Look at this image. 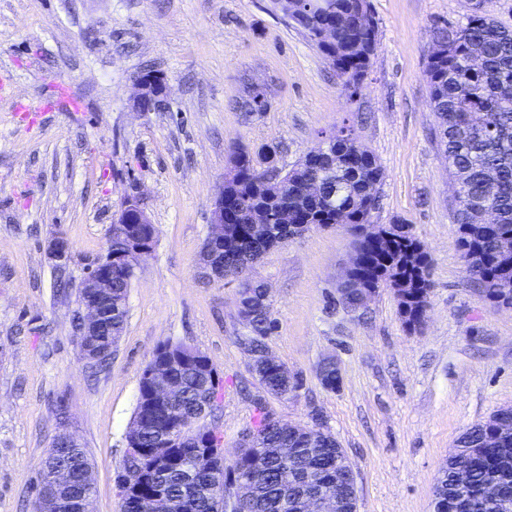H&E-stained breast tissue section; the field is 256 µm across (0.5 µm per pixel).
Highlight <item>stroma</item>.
I'll use <instances>...</instances> for the list:
<instances>
[{
  "label": "stroma",
  "instance_id": "1",
  "mask_svg": "<svg viewBox=\"0 0 512 512\" xmlns=\"http://www.w3.org/2000/svg\"><path fill=\"white\" fill-rule=\"evenodd\" d=\"M377 46L357 94L272 0H0V512H32L44 451L60 422L87 449L95 512H122L116 482L140 376L159 342L198 348L223 379L221 411L203 426L232 464L266 411L320 425L349 456L358 512H433L435 479L461 434L512 407V309L489 303L456 243L452 191L424 75L441 22L465 0H370ZM146 69L167 78L169 109L135 112ZM69 83L79 113L43 112L47 76ZM266 105L247 113L249 85ZM346 125L383 170L379 225L405 224L431 256L426 321L408 330L391 289L366 309L336 301L355 245L314 228L251 270L267 285L270 353L296 373L295 398L268 394L241 343L240 285L198 268L210 201L232 147L278 145L285 165ZM157 228L135 270L111 364L90 374L72 330L76 286L104 255L124 201ZM65 237L58 273L46 247ZM72 282L61 289L59 277ZM341 382L323 386L320 364Z\"/></svg>",
  "mask_w": 512,
  "mask_h": 512
}]
</instances>
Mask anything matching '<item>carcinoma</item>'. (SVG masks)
<instances>
[{
    "mask_svg": "<svg viewBox=\"0 0 512 512\" xmlns=\"http://www.w3.org/2000/svg\"><path fill=\"white\" fill-rule=\"evenodd\" d=\"M307 15L301 30L312 34L325 28L334 32V70L349 75L342 80L350 94L351 82L368 74L370 55L377 44V27H353L344 22L358 10L360 0H307ZM492 0H467L466 23L447 22L434 30L433 40L444 47V55L429 58L425 76L435 115L434 137L443 151L451 181L458 184L460 200L455 205L457 244L469 274L482 291L512 288V267L498 261L500 245L512 242V29L499 23L491 10ZM352 133H336L330 152L306 160L301 168L285 173L284 184L267 181L263 158L237 148L231 155L240 162L234 180L224 192L237 197L234 206L224 207V223L240 237L250 239L245 249L224 245L218 260L224 277L241 282L240 304L250 335L245 346L258 358L267 351L266 337L273 329L270 305L259 292L261 285L246 272L276 246L280 225L272 226V239L252 238L253 209H280L290 224H335L342 218L356 228L368 222L371 208L370 185L382 179L375 157L360 151ZM316 183L319 193L308 195V184ZM390 242L361 243L356 274L376 282L397 275L416 278L430 287L427 272L431 259L417 254L419 243L411 232H392ZM133 277L129 263L112 265V315L103 320L106 336L99 342L93 366L102 367L112 358V343L123 333L127 320V298ZM208 357L190 358L173 370L182 386L183 397L166 406L152 404L151 385L140 377L138 399L132 423L140 426V454L123 463L127 472L117 477L124 512H143V501L156 488L177 498L182 512H224V499L216 497L214 465L224 460L220 438L210 428L194 436L183 433L182 421L194 404L210 396L218 401L221 378ZM267 393L280 395L279 365L269 361L250 365ZM254 442L242 449L229 468H223L224 488L239 479L249 483L250 494L236 499L232 512H303L302 484L297 471L313 468L319 492L345 501V512H357L356 485L337 482L349 459L336 437L328 430L305 431L283 427L263 412L253 429ZM168 446L170 462L156 466L154 450ZM470 471V491L458 495L454 486L451 456L437 479L438 491L450 512H512V408L497 411L457 442ZM293 455L282 456L278 449Z\"/></svg>",
    "mask_w": 512,
    "mask_h": 512,
    "instance_id": "1",
    "label": "carcinoma"
}]
</instances>
